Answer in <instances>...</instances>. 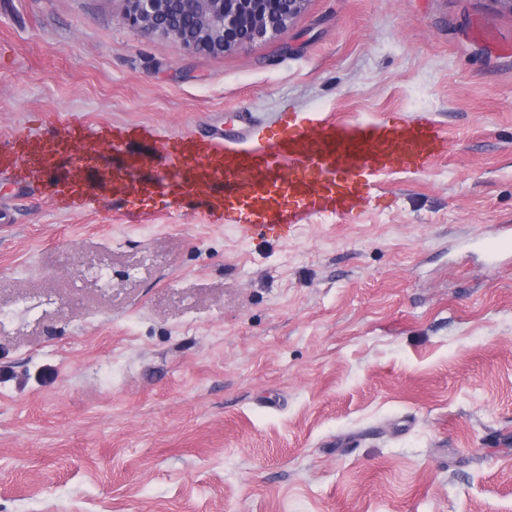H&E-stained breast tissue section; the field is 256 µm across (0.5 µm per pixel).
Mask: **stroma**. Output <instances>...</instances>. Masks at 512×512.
I'll return each mask as SVG.
<instances>
[{"label":"stroma","mask_w":512,"mask_h":512,"mask_svg":"<svg viewBox=\"0 0 512 512\" xmlns=\"http://www.w3.org/2000/svg\"><path fill=\"white\" fill-rule=\"evenodd\" d=\"M312 110L430 112L448 152L279 236L112 190L101 130L153 129L148 179L169 140ZM0 156V512H512V255L468 246L512 225L511 14L308 0L209 55L111 0H0Z\"/></svg>","instance_id":"35a3bbf8"}]
</instances>
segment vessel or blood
Masks as SVG:
<instances>
[{"label": "vessel or blood", "mask_w": 512, "mask_h": 512, "mask_svg": "<svg viewBox=\"0 0 512 512\" xmlns=\"http://www.w3.org/2000/svg\"><path fill=\"white\" fill-rule=\"evenodd\" d=\"M447 149L446 135L426 112L340 123L317 110L281 116L274 126L251 123L236 136L168 144L167 175L157 187L190 198L223 184L209 203L207 223L270 231L320 216H351L391 172L428 170ZM192 157L199 160L193 167Z\"/></svg>", "instance_id": "1"}]
</instances>
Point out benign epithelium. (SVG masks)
Here are the masks:
<instances>
[{
  "label": "benign epithelium",
  "mask_w": 512,
  "mask_h": 512,
  "mask_svg": "<svg viewBox=\"0 0 512 512\" xmlns=\"http://www.w3.org/2000/svg\"><path fill=\"white\" fill-rule=\"evenodd\" d=\"M125 23L188 53L224 54L271 40L305 12L308 0H115Z\"/></svg>",
  "instance_id": "benign-epithelium-1"
}]
</instances>
